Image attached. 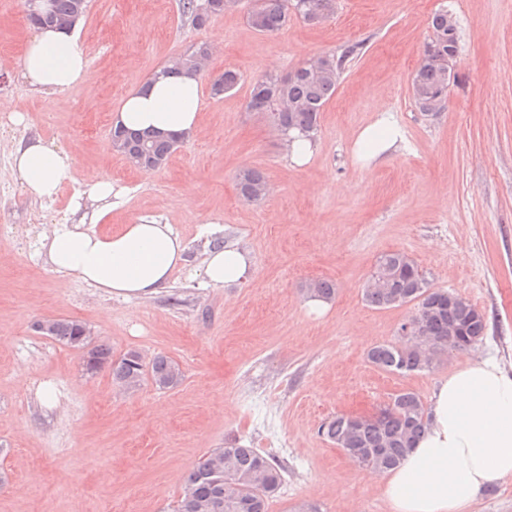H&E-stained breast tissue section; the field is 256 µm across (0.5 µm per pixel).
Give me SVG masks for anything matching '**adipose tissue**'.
Returning <instances> with one entry per match:
<instances>
[{
    "mask_svg": "<svg viewBox=\"0 0 512 512\" xmlns=\"http://www.w3.org/2000/svg\"><path fill=\"white\" fill-rule=\"evenodd\" d=\"M25 78L42 90L62 91L93 80L73 34L45 29L28 41L21 61ZM202 106L199 77L155 71L124 101L116 119L139 131L193 135ZM72 152L36 139L19 143L14 168L30 195L54 198L71 170ZM42 247L53 271L122 297H147L166 287L185 263L183 239L171 225L150 220L112 234L83 224L54 226ZM250 271L246 252L213 246L202 264L206 284L223 286ZM431 417L420 439L395 470L382 473L391 512H467L481 492L512 479V371L492 357L442 377Z\"/></svg>",
    "mask_w": 512,
    "mask_h": 512,
    "instance_id": "1",
    "label": "adipose tissue"
}]
</instances>
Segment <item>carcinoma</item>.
<instances>
[{"label":"carcinoma","instance_id":"obj_1","mask_svg":"<svg viewBox=\"0 0 512 512\" xmlns=\"http://www.w3.org/2000/svg\"><path fill=\"white\" fill-rule=\"evenodd\" d=\"M78 0H50L47 11L38 18L27 17L29 25L54 27L74 11ZM305 6L295 11V0H257L249 13L251 26L259 32L274 33L288 22L292 14L309 24L320 23L332 10L334 0H304ZM227 8L226 0H213L209 12L200 11V0H182V14L191 25L201 29ZM431 34L424 44L411 88L416 106L429 113L438 104L447 103L450 82L442 62L448 58V12L436 11L430 22ZM356 52V47L318 55L326 64L316 70L304 63L290 74L269 73L252 83L249 108L267 114L282 136L297 131L313 141L320 126L324 105L333 96L339 74ZM211 56L205 43L196 45L171 61L175 70L200 75ZM239 75L226 70L210 84L211 95L218 98L233 89ZM112 139L125 145L124 152L135 155L145 150L152 160L166 164L177 147L174 137L165 138L142 134L115 124ZM241 197L255 201L267 191L265 176L255 169H243L237 175ZM386 277L382 288L365 287L368 305L388 309L411 304L410 318L417 326L418 338L381 344L368 353V360L385 372L411 374L431 370L440 356L453 350L471 348L486 335L484 314L470 301L442 289L430 287L417 263L406 253L395 251L381 256L369 282ZM304 292L310 298L330 300L335 294L333 283L314 280ZM45 335L69 348H90L87 367L96 373L110 369L115 383L127 390L149 380L158 389L177 387L183 379L179 365L165 355L150 360L136 350L118 358L105 344H92L83 335L86 324L75 319H51ZM455 326L457 335L448 336V327ZM393 403L382 409L380 417L355 425L347 414L331 418L321 427V433L337 447L346 451L347 458L376 471L399 466L413 443L424 431L429 415L421 397L403 391L392 397ZM283 481V468L256 448L229 444L209 452L188 474L185 487L174 512H268L269 502Z\"/></svg>","mask_w":512,"mask_h":512}]
</instances>
